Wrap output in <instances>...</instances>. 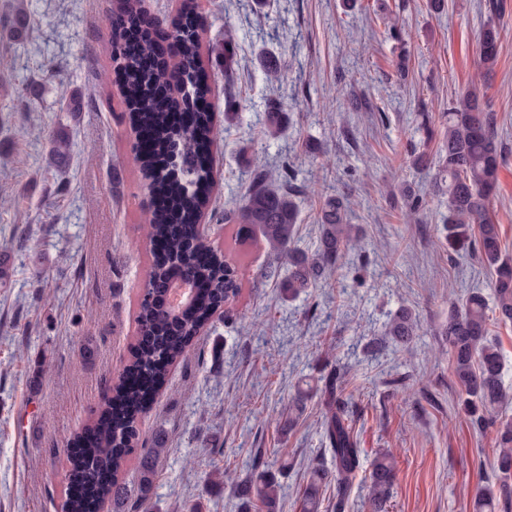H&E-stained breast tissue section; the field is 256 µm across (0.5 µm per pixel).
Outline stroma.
Listing matches in <instances>:
<instances>
[{
    "label": "stroma",
    "instance_id": "35a3bbf8",
    "mask_svg": "<svg viewBox=\"0 0 512 512\" xmlns=\"http://www.w3.org/2000/svg\"><path fill=\"white\" fill-rule=\"evenodd\" d=\"M197 0L208 99L221 138L213 155L211 238L230 240L224 215L238 204L249 162L289 169L297 184L349 198L359 247L354 264L330 271L296 299L282 297L267 248L238 247L243 290L214 319L142 414L143 439L165 437L160 476L137 512H241L223 472L243 479L253 466L275 475L281 512L296 499L310 463L332 468L323 437L324 398L310 393L292 431L277 418L302 379L346 373L348 423L361 448L344 496L327 502L369 512V474L391 453L395 486L388 512H469L490 468L495 429H474L460 405L439 330L449 298L490 294L491 276L465 253L449 256L447 200L434 185L436 145L456 99L474 95L498 120L505 145L489 215L512 259V0ZM24 7L22 37L6 29ZM115 0H0V512H62L68 456L77 433L112 395L131 359L146 257L149 195L131 162L136 140L111 59L107 17ZM503 35L496 65L484 70L486 25ZM236 40V115L224 120V71L211 48L225 30ZM271 52L282 77L267 80L258 56ZM38 96H19L28 81ZM83 96L80 111L68 103ZM291 121L267 135L269 101ZM71 141L66 167L50 164L49 137ZM426 155L427 167L414 163ZM419 210H411L414 199ZM410 308L422 332L410 349L374 353L391 312Z\"/></svg>",
    "mask_w": 512,
    "mask_h": 512
}]
</instances>
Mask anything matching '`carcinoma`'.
Returning <instances> with one entry per match:
<instances>
[{
	"instance_id": "obj_1",
	"label": "carcinoma",
	"mask_w": 512,
	"mask_h": 512,
	"mask_svg": "<svg viewBox=\"0 0 512 512\" xmlns=\"http://www.w3.org/2000/svg\"><path fill=\"white\" fill-rule=\"evenodd\" d=\"M112 32V59L122 75V91L131 122L148 119L152 124V150L135 154L134 162L154 196L166 200L145 218L148 267L144 286L149 298L139 297L136 311L138 330L154 337L149 345L136 343L130 367L149 377L160 388L170 366L183 357L212 317L231 305L241 294L239 261L233 251L203 239L198 224L210 203L212 189L211 154L219 130L209 109L201 108L210 93L209 73L200 53L198 21L183 19L167 27H157L178 43L172 62L160 61L146 68L142 59L155 53L152 39L130 43L133 31L149 24L142 0H121L109 18ZM499 29L489 24L479 42L481 63H496L500 46ZM214 59L224 64V83L234 84L236 43L231 32L224 33V44L213 49ZM195 113L190 127H175L169 114ZM288 112L282 103L271 104L263 116V128L278 135L288 127ZM70 153L67 135L50 137V155L57 162ZM439 184L448 196V249L474 255L492 275L495 314L504 323L512 322V263L502 256L499 227L488 216L490 196L497 183L502 162L494 113L486 111L469 97L460 100L448 113V129L439 146ZM348 203L342 197L325 198L320 210L321 231L316 251L309 254L297 245L299 208L297 192L288 187V175L275 176L264 170L253 173L241 203L225 217L248 233H257L269 249L274 269L288 265L281 281V292L295 298L325 278L357 241L354 225L347 223ZM165 244L162 252L152 244ZM189 286L184 304L175 309L159 303L175 280ZM419 321L407 308L390 318L387 335L410 344L419 335ZM439 335L448 341L451 369L459 400L471 425L476 429L493 427L498 448L492 470L497 487L480 489L472 512H499L512 505V417L502 411L509 391L502 381V354L489 339V316L483 295L473 291L458 303H451L448 321ZM340 375L332 368L323 378L322 393L327 395L328 411L324 434L334 458L335 472L313 466L299 499L300 512H320L323 487L336 481L342 489L360 464V448L347 423V403L336 396ZM150 402L142 388L119 378L112 386V397L98 418L78 436L80 455L69 460L66 471V498L63 512H101L107 502L112 512H127L130 490L120 478L132 449L137 456V493L144 497L158 477V463L165 448L160 438L151 446L140 442L139 418ZM369 497L370 512H387L392 497L394 461L379 455L373 465ZM280 485L266 470L253 472L236 484L240 506L258 512H277Z\"/></svg>"
}]
</instances>
